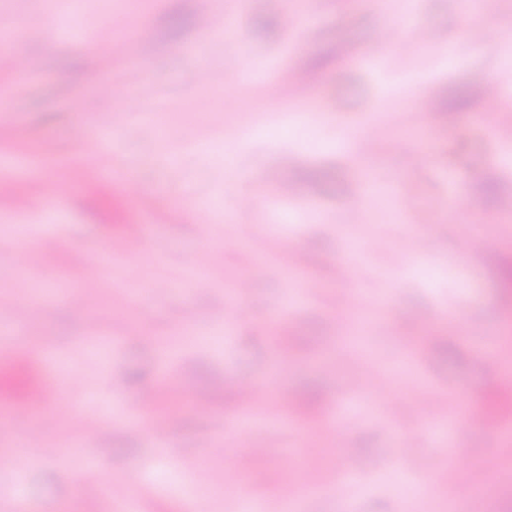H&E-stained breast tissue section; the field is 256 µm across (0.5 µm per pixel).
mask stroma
Masks as SVG:
<instances>
[{"instance_id":"1","label":"stroma","mask_w":512,"mask_h":512,"mask_svg":"<svg viewBox=\"0 0 512 512\" xmlns=\"http://www.w3.org/2000/svg\"><path fill=\"white\" fill-rule=\"evenodd\" d=\"M208 8L218 25L203 43L196 0H0V18L18 21L26 46L19 66L0 53V179L19 190L0 200V366L12 350L51 344L59 382L22 433L7 422L12 401L0 398V512H115L108 489L119 474L137 512H192L188 480L207 512H242L246 496L336 512L349 465L359 473L354 512H399L429 484L456 512H512V418L463 428L421 419L414 406L429 392L466 412L512 384V308L503 304L512 210L500 205L512 198V136L496 132L482 97L488 75L512 85V0H485L492 52L465 37L467 0H414L413 29L384 0ZM32 15L41 26L26 25ZM61 26L71 38L56 37ZM101 27L112 35L103 57L86 43ZM388 27V57L365 64ZM420 28L444 35L451 53L422 49ZM143 31L140 58L133 41ZM232 52L244 75L228 85ZM298 67L312 80L301 98L276 84ZM197 71L208 79L191 81ZM106 81L118 92L85 111ZM113 112L124 123L102 130L101 114ZM290 122V138L274 135ZM344 132L352 142L341 151ZM398 134L412 138L410 150L393 148ZM99 136L106 147L95 155L82 141ZM94 166L111 179L90 181ZM270 170L291 197L265 184ZM374 172L409 182V198L376 189L365 208L352 206ZM254 189L261 199L238 208ZM452 205L495 258L451 261ZM133 224L139 250L113 252ZM418 230L421 257L409 247ZM281 241L295 244L297 272L283 269ZM22 245L42 250L40 265L23 268ZM77 251L102 261L92 286ZM347 264L360 272L349 298L339 280ZM229 303L246 316L226 317ZM30 308L41 310L38 323L24 319ZM245 380L275 400L318 398L316 485H293L281 469L283 451L302 442L294 416L258 408L241 421L233 398ZM147 390L162 393L148 413L159 432L122 421ZM70 408L83 430L53 423ZM403 425L415 432L408 447ZM241 426L261 457L218 451ZM459 459L470 478L452 485L445 471Z\"/></svg>"}]
</instances>
